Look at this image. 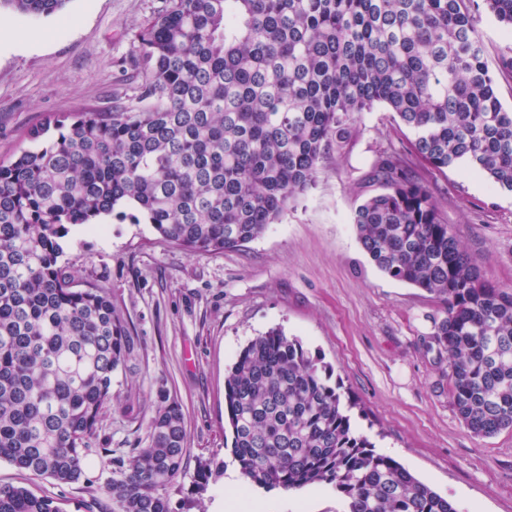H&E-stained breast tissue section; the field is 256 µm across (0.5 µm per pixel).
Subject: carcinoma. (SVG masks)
I'll use <instances>...</instances> for the list:
<instances>
[{
	"label": "carcinoma",
	"instance_id": "carcinoma-1",
	"mask_svg": "<svg viewBox=\"0 0 512 512\" xmlns=\"http://www.w3.org/2000/svg\"><path fill=\"white\" fill-rule=\"evenodd\" d=\"M68 0H0L30 17ZM512 30V0H165L135 34L142 82L110 112L33 128L0 165V461L60 484L83 461L127 336L100 288L59 264L74 227L133 204L195 255L237 250L275 223L384 104L417 134L379 151L383 191L352 217L370 261L444 304L428 349L448 360V395L474 435L512 429V286L467 262L417 172L464 166L512 192V109L478 30ZM162 406L147 444L115 460V512H173L185 468L180 405ZM232 457L258 487L332 486L343 512H457L357 434L341 386L299 340L273 328L225 379ZM0 512H62L0 485Z\"/></svg>",
	"mask_w": 512,
	"mask_h": 512
}]
</instances>
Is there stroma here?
Returning a JSON list of instances; mask_svg holds the SVG:
<instances>
[{"label":"stroma","instance_id":"stroma-1","mask_svg":"<svg viewBox=\"0 0 512 512\" xmlns=\"http://www.w3.org/2000/svg\"><path fill=\"white\" fill-rule=\"evenodd\" d=\"M163 0H68L57 15L0 12V25L54 29L50 40L0 50V162L31 148V128L76 112H108L141 81L134 35ZM415 139L385 105L364 113L358 135L322 163L316 182L278 223L234 251L192 255L152 225L108 216L94 232L71 230L61 264L80 288L104 289L129 351L112 375V404L89 440L87 478L61 484L0 461V484L53 498L63 512L111 504L112 461L146 444L158 390L180 405L185 471L167 489L174 512H235L264 499L277 512L282 490L231 489L223 478L194 486L199 463L237 472L224 400L240 351L273 328L298 338L355 401L351 420L377 451L454 503L458 512H512V429L474 436L448 395V363L427 349L443 305L381 273L364 253L351 217L380 192L377 152ZM440 214L469 260L512 286V193L466 168L419 167Z\"/></svg>","mask_w":512,"mask_h":512}]
</instances>
